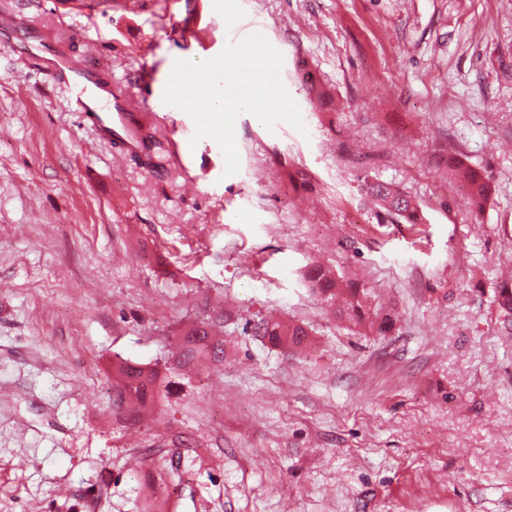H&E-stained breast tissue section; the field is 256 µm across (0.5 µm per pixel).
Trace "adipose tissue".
Returning <instances> with one entry per match:
<instances>
[{
  "label": "adipose tissue",
  "instance_id": "ef3b65f1",
  "mask_svg": "<svg viewBox=\"0 0 512 512\" xmlns=\"http://www.w3.org/2000/svg\"><path fill=\"white\" fill-rule=\"evenodd\" d=\"M264 45L262 33L253 32L236 51L225 56L219 71L185 81L180 87L184 103L206 113L214 128H231L239 112L248 111L261 119L270 112L287 111L288 99L273 71L260 73L254 68V52Z\"/></svg>",
  "mask_w": 512,
  "mask_h": 512
}]
</instances>
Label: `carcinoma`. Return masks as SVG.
Here are the masks:
<instances>
[{"instance_id":"obj_1","label":"carcinoma","mask_w":512,"mask_h":512,"mask_svg":"<svg viewBox=\"0 0 512 512\" xmlns=\"http://www.w3.org/2000/svg\"><path fill=\"white\" fill-rule=\"evenodd\" d=\"M470 197L476 211H482L487 201L491 184L488 180L473 174L468 177ZM367 194L373 198L388 214L412 220L417 217L419 207L406 195L381 183L369 185ZM308 281L324 300L335 295V290L342 286L338 279L328 276L325 271L315 267L308 272ZM351 301L345 310L346 317L354 323H363L365 315L369 313L366 302L367 291L363 288H352ZM497 304L504 317H512V284H501L496 288ZM256 333L266 339L273 347L291 345L301 347L307 341V330L298 324L286 325L278 320L264 319L256 325ZM176 362L181 366L198 363L224 362V341L211 335V328L207 325H194L190 327L180 339V346L176 353ZM114 372L119 377V384L112 397V412L126 414L125 407L132 399L149 405L158 398L172 393L173 383L166 377H160L156 369H149L139 365L120 361L113 365Z\"/></svg>"}]
</instances>
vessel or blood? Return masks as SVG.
Returning <instances> with one entry per match:
<instances>
[{"label":"vessel or blood","mask_w":512,"mask_h":512,"mask_svg":"<svg viewBox=\"0 0 512 512\" xmlns=\"http://www.w3.org/2000/svg\"><path fill=\"white\" fill-rule=\"evenodd\" d=\"M19 52L42 61L57 83L69 90L75 111L94 125L100 138L116 140L133 153L142 151L145 131L141 118L111 83L103 79L104 64L88 67L75 63L67 47L56 43H24L20 45Z\"/></svg>","instance_id":"b4317fda"}]
</instances>
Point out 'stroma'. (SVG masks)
<instances>
[{
	"instance_id": "35a3bbf8",
	"label": "stroma",
	"mask_w": 512,
	"mask_h": 512,
	"mask_svg": "<svg viewBox=\"0 0 512 512\" xmlns=\"http://www.w3.org/2000/svg\"><path fill=\"white\" fill-rule=\"evenodd\" d=\"M3 18L111 61L156 147L98 140L0 43V512H512V0H0ZM255 27L288 117L238 113L229 166L223 139L181 134L173 75ZM468 168L492 186L479 213ZM315 264L395 328L319 301ZM268 317L307 345L270 347ZM200 322L223 363L113 414V362L163 367ZM367 194L388 214L414 221L419 207L406 195L381 183L369 185Z\"/></svg>"
}]
</instances>
